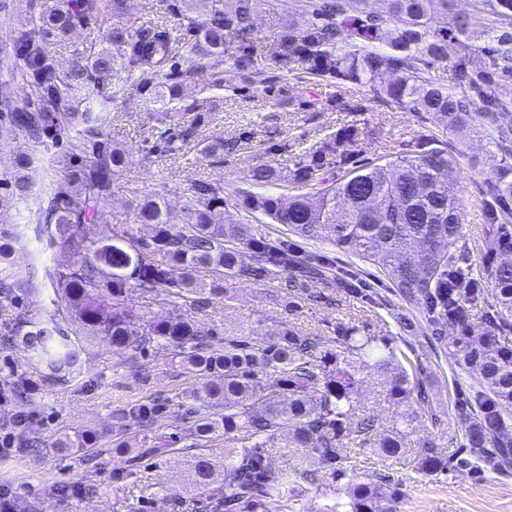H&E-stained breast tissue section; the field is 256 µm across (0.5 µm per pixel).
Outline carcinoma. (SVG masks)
<instances>
[{
	"label": "carcinoma",
	"mask_w": 512,
	"mask_h": 512,
	"mask_svg": "<svg viewBox=\"0 0 512 512\" xmlns=\"http://www.w3.org/2000/svg\"><path fill=\"white\" fill-rule=\"evenodd\" d=\"M347 2L310 0V18L303 28L288 20L286 0L277 5L272 0H176L173 11L180 20L182 52L193 59L196 70L224 64L228 33L243 48L237 64L244 69L253 63L255 16L275 5L282 23L272 55L295 57L313 72L356 85L373 84L395 103L428 115L441 135L430 136L393 161L352 168L315 191L312 182L323 170L326 154L351 138L341 133L307 154L289 180L290 193L260 192L282 180L273 167L261 164L251 174L257 191L234 188L226 194L213 184H195L178 218L161 192L145 191L135 198L133 210L137 223L153 226V236L141 246L117 240L108 224L93 249L79 238L80 225L98 220L99 204L112 190V177L125 166V155L112 147L97 115L72 112L69 102L87 87L88 78L112 84V101L125 95L123 73H135L136 86L149 102L170 123H184L186 113L174 107L184 96L185 79L173 60L171 29L161 24L134 31L114 27L110 47L68 77L55 69L50 46L87 24L98 11L96 0H39L42 40H31L23 30L13 35L15 64L39 103L23 111L3 104L0 116L18 134L35 140L58 139L75 127L71 150L82 154L57 185L47 213L73 256L69 272L59 276V302L92 336L113 348L141 352L160 338L178 350L187 373L206 379L186 399L197 440L224 434V491L212 498L209 512H283L291 507L297 496L294 482L275 472L269 454L285 431V447L305 448L333 468V477L343 475L336 464L348 445L374 432L368 417L349 422L364 371L391 366L395 375L389 395L397 403L422 408L429 402L419 366L383 336H345L341 350H325L320 337L299 335L286 323L267 318L224 335V345L216 347L181 315L154 316L142 327L132 321L126 303L132 284L145 294L174 287L170 297L175 309L208 306L219 289L208 290L194 278L193 272L204 266L226 280L245 274L270 277L292 268L297 275L288 277L290 288L304 277L321 274L323 262L298 259L288 240L271 243L246 224L224 225L218 215L226 196L251 214L259 212L285 225L295 237L329 242L379 268L401 297L425 306L431 335H443L448 324L459 327L464 363L480 379L473 399L457 410L467 453L457 466L500 470L512 464V435L503 417L512 407V348L498 344L490 331L468 324L462 299L479 300L482 283L460 266L463 204L444 177L458 160L442 139L476 128L493 145L484 160V223L495 249L512 253V101L493 90L501 80L512 81V0H480L485 8L457 14L445 27L434 22L436 15L448 14L450 0H357L361 8L356 16L347 15ZM346 36L384 42L388 50L336 53ZM479 40L488 59L486 70H473L463 57L454 66V83L464 93L437 86L425 76L426 68L448 59L449 45L468 49ZM245 252L250 265L243 262ZM491 277L498 303L512 309V263L498 265ZM4 335L44 365L47 381L78 365L76 345L53 317L28 318ZM266 389L284 399L263 395ZM126 415L147 427L158 422V410L145 404L131 406ZM403 434L396 426L377 436L374 447L395 456ZM423 448L419 470H448L432 442H424ZM396 496L393 487L358 483L348 500L326 512H384L381 500Z\"/></svg>",
	"instance_id": "carcinoma-1"
}]
</instances>
